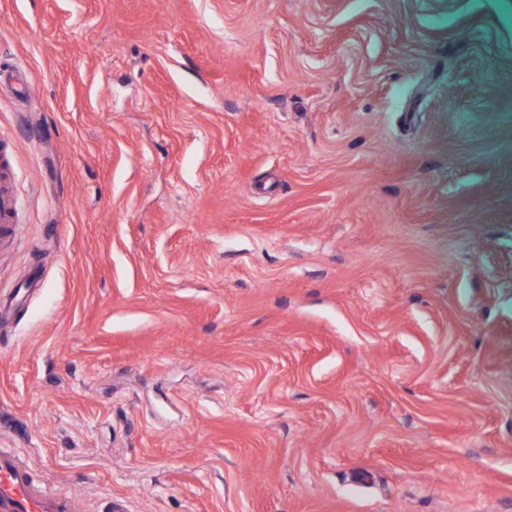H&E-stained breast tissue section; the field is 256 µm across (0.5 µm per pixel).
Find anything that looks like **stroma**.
I'll use <instances>...</instances> for the list:
<instances>
[{"instance_id": "obj_1", "label": "stroma", "mask_w": 512, "mask_h": 512, "mask_svg": "<svg viewBox=\"0 0 512 512\" xmlns=\"http://www.w3.org/2000/svg\"><path fill=\"white\" fill-rule=\"evenodd\" d=\"M2 144L75 512H512V0H0Z\"/></svg>"}]
</instances>
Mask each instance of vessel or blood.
Returning a JSON list of instances; mask_svg holds the SVG:
<instances>
[{
  "instance_id": "obj_1",
  "label": "vessel or blood",
  "mask_w": 512,
  "mask_h": 512,
  "mask_svg": "<svg viewBox=\"0 0 512 512\" xmlns=\"http://www.w3.org/2000/svg\"><path fill=\"white\" fill-rule=\"evenodd\" d=\"M0 512H73V504L36 482L17 456L0 449Z\"/></svg>"
}]
</instances>
